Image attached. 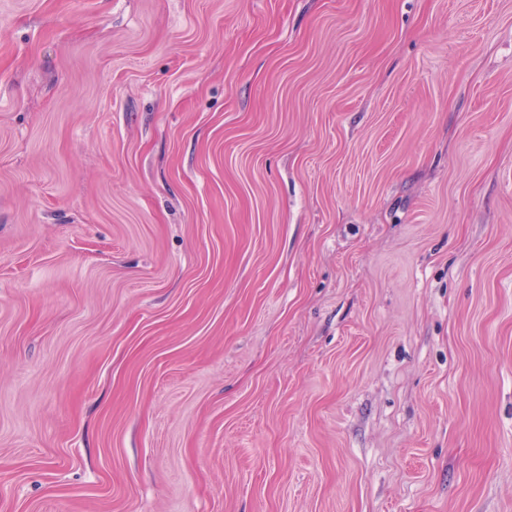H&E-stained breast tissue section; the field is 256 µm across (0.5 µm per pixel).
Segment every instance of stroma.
Masks as SVG:
<instances>
[{
    "instance_id": "1",
    "label": "stroma",
    "mask_w": 512,
    "mask_h": 512,
    "mask_svg": "<svg viewBox=\"0 0 512 512\" xmlns=\"http://www.w3.org/2000/svg\"><path fill=\"white\" fill-rule=\"evenodd\" d=\"M0 512H512V0H0Z\"/></svg>"
}]
</instances>
